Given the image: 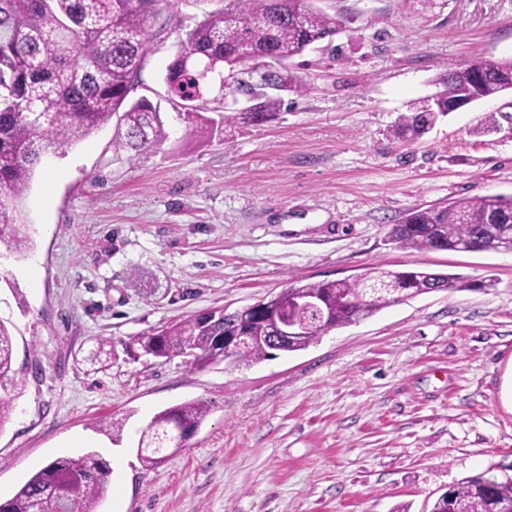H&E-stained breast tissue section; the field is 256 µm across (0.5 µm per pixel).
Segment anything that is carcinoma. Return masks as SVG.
I'll use <instances>...</instances> for the list:
<instances>
[{"label":"carcinoma","instance_id":"cac0c4a2","mask_svg":"<svg viewBox=\"0 0 512 512\" xmlns=\"http://www.w3.org/2000/svg\"><path fill=\"white\" fill-rule=\"evenodd\" d=\"M164 0H0V244L22 257L33 249L20 194L47 153L82 141L116 121L115 152H140L167 138L159 110L146 99L127 101L166 29L160 22ZM343 19L314 6V0H231L203 14L185 29L180 50L168 65L167 91L178 99L185 119L213 135L244 119L266 122L281 101L261 92L282 87L279 72L264 66L283 61L336 35ZM238 72V86L254 94L248 111H224V71ZM443 90L415 103L399 118L395 139L423 138L437 119L463 101L486 100L512 87V58L492 63L480 76L472 66L441 75ZM388 241L404 249L452 250L466 244L512 249V196L486 195L408 211L391 226ZM453 274L396 271L382 264L356 277L300 284L291 282L231 313L222 309L171 322L131 338L154 358L182 357L205 366L222 357L218 339L245 326L251 339L231 360L249 366L269 351H300L326 332L436 290L470 288ZM302 298L318 309L300 316L301 330L273 345L282 311ZM13 334L0 319V431L9 422L21 381L13 362ZM210 412L201 400L154 415L138 443L146 467L160 465L177 452L172 427L196 431ZM110 464L97 451L60 457L34 474L0 512H67L70 500L80 512H97L110 487ZM512 507V477L487 472L459 480L441 494L432 512H503Z\"/></svg>","mask_w":512,"mask_h":512}]
</instances>
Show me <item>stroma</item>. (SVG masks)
Wrapping results in <instances>:
<instances>
[{
  "mask_svg": "<svg viewBox=\"0 0 512 512\" xmlns=\"http://www.w3.org/2000/svg\"><path fill=\"white\" fill-rule=\"evenodd\" d=\"M229 0H170L166 32L129 94L168 137L135 159L114 125L42 158L21 195L34 248L0 261L21 396L0 433V500L56 458L98 450L99 512H431L439 495L512 465V251H421L387 241L408 210L512 196V90L392 135L446 69L512 57V0H316L344 31L292 58L306 95L267 123L196 136L163 81L183 27ZM494 121L496 129L479 134ZM375 263L460 274L330 330L307 349L204 367L131 337L287 283ZM111 345L110 365L94 362ZM210 413L161 465L137 456L152 417ZM124 423L119 440L99 420Z\"/></svg>",
  "mask_w": 512,
  "mask_h": 512,
  "instance_id": "stroma-1",
  "label": "stroma"
}]
</instances>
